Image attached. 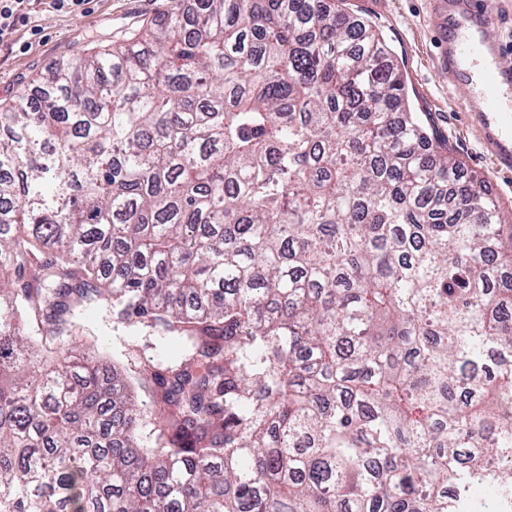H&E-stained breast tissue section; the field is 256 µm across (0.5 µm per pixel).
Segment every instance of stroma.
<instances>
[{
	"label": "stroma",
	"mask_w": 512,
	"mask_h": 512,
	"mask_svg": "<svg viewBox=\"0 0 512 512\" xmlns=\"http://www.w3.org/2000/svg\"><path fill=\"white\" fill-rule=\"evenodd\" d=\"M177 0H86L71 9H57L53 0H32L28 21L17 26L0 45V105L29 93L41 72L70 53L124 42L134 29L157 21ZM349 14L368 18L388 41L399 65L411 105L426 114L439 139L468 174L482 180L500 209L512 213V171L499 168L474 127L463 87L449 79L445 43L440 33L444 19L440 0H339ZM65 335L97 345L105 359L102 369H128L129 345L141 359L158 355L176 359L180 346L156 336L133 334L113 319L106 305L79 312L63 326Z\"/></svg>",
	"instance_id": "1"
}]
</instances>
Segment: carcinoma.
<instances>
[{"mask_svg":"<svg viewBox=\"0 0 512 512\" xmlns=\"http://www.w3.org/2000/svg\"><path fill=\"white\" fill-rule=\"evenodd\" d=\"M33 90L0 108V512H512V223L372 25L178 0ZM77 298L180 343L154 417L44 358Z\"/></svg>","mask_w":512,"mask_h":512,"instance_id":"cac0c4a2","label":"carcinoma"}]
</instances>
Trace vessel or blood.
<instances>
[{
  "mask_svg": "<svg viewBox=\"0 0 512 512\" xmlns=\"http://www.w3.org/2000/svg\"><path fill=\"white\" fill-rule=\"evenodd\" d=\"M482 0H448V75L467 89V104L497 161L512 166V53L491 34Z\"/></svg>",
  "mask_w": 512,
  "mask_h": 512,
  "instance_id": "1",
  "label": "vessel or blood"
}]
</instances>
